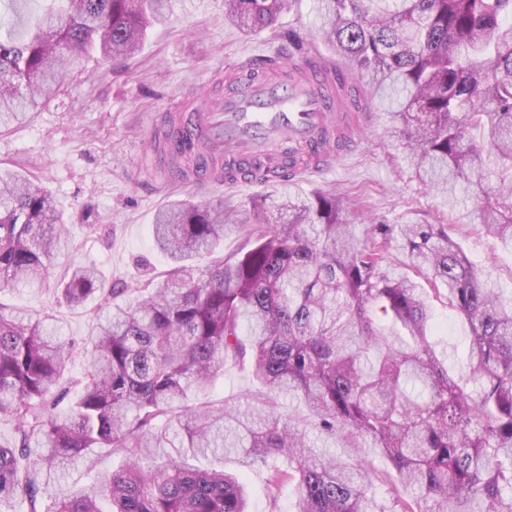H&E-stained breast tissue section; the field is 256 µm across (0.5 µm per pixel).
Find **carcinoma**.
Segmentation results:
<instances>
[{"label":"carcinoma","instance_id":"obj_1","mask_svg":"<svg viewBox=\"0 0 512 512\" xmlns=\"http://www.w3.org/2000/svg\"><path fill=\"white\" fill-rule=\"evenodd\" d=\"M23 41L0 37V128L62 89L65 54L133 56L169 0H64ZM295 0H224L242 33L271 27ZM318 0V38L336 61L389 95L415 177L459 203L512 248V0ZM493 167H487V163ZM224 257V203L182 200L151 234L174 266L128 292L93 263L55 261L70 227L26 174L0 178V291L97 300L83 366L49 315L0 305V512H249L242 469L267 468L272 505L285 481L294 512H374L367 468L306 447L276 409L302 402L329 436L363 440L396 472L397 512H512V291L466 255L446 224L343 219L334 193L282 190L257 205ZM404 257L402 271L394 252ZM209 256L200 268L197 258ZM470 328L462 372L436 350L430 295ZM227 364H247L263 399L243 410L186 409ZM106 448L125 465L87 486L34 474ZM225 455L239 468H195Z\"/></svg>","mask_w":512,"mask_h":512}]
</instances>
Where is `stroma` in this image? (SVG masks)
<instances>
[{
    "instance_id": "35a3bbf8",
    "label": "stroma",
    "mask_w": 512,
    "mask_h": 512,
    "mask_svg": "<svg viewBox=\"0 0 512 512\" xmlns=\"http://www.w3.org/2000/svg\"><path fill=\"white\" fill-rule=\"evenodd\" d=\"M317 0H298L274 28L245 35L224 21V0H172L167 20L152 28L141 52L99 65L93 52L67 60L62 72L66 87L47 107L18 125L0 130V173L24 170L49 190L71 225L68 257L95 263L109 282L135 287L149 277L168 273L170 263L153 245L150 228L156 213L176 201H223L232 215L226 228L224 252H237L247 227L254 224V201L273 194V187L196 189L174 175L152 172L141 165L149 153L153 131L165 130L172 115L171 101L182 91L203 89L218 69L230 67L245 55L287 47L288 32H296L312 50H332L314 40L319 25ZM351 121L363 129L359 144L347 147L335 173L305 176L292 190L309 197L331 191L342 197L344 217L351 224H400L413 218L427 224H449L455 239L470 258L493 279L512 289V250L502 247L472 224L471 199L449 209L447 199L425 187L408 168L398 148V132L381 97L368 99L366 109L352 112ZM98 218V233L80 224L84 211ZM5 308L49 314L64 323L65 338L74 344L72 370H80L90 320L84 310L57 302L53 294L28 289L0 293ZM440 321L437 348L448 355L450 371H460L470 336L468 324L445 299L432 301ZM248 370L225 367L207 394L190 396L189 404L234 403L252 390ZM280 408L308 435L311 446L352 462L369 463L370 490L377 512H391L395 471L370 448L351 447L349 441L321 434L305 407L281 399ZM265 467L249 469L245 485L253 512H292L294 485H284L277 510H270Z\"/></svg>"
}]
</instances>
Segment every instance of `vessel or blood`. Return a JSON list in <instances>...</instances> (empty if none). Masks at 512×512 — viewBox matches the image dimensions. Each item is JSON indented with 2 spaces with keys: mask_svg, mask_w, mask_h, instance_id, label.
<instances>
[{
  "mask_svg": "<svg viewBox=\"0 0 512 512\" xmlns=\"http://www.w3.org/2000/svg\"><path fill=\"white\" fill-rule=\"evenodd\" d=\"M267 59L258 53L234 65L223 95L204 104L182 96L186 116L173 136L162 138V146L177 149L182 158L208 147L219 159L204 180L195 168L183 167L186 184L263 185L333 170L336 142L346 135L336 116L347 91L336 82L337 65L316 53L280 58L274 69Z\"/></svg>",
  "mask_w": 512,
  "mask_h": 512,
  "instance_id": "b4317fda",
  "label": "vessel or blood"
}]
</instances>
